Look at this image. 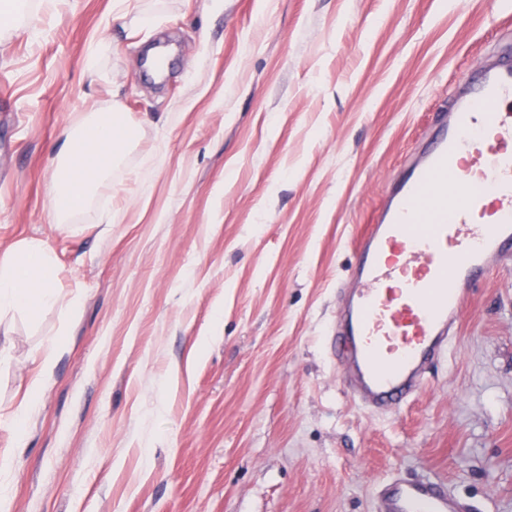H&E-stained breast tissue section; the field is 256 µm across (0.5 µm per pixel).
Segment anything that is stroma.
Wrapping results in <instances>:
<instances>
[{
  "label": "stroma",
  "mask_w": 512,
  "mask_h": 512,
  "mask_svg": "<svg viewBox=\"0 0 512 512\" xmlns=\"http://www.w3.org/2000/svg\"><path fill=\"white\" fill-rule=\"evenodd\" d=\"M23 4L0 35V256L46 241L63 302L0 315L13 512H375L386 478L425 473L512 512V252L395 410L355 402L333 347L363 226L512 15L130 0L154 16L135 29L118 0ZM115 103L138 138L60 230L63 133Z\"/></svg>",
  "instance_id": "stroma-1"
}]
</instances>
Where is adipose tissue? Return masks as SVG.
Masks as SVG:
<instances>
[{
    "instance_id": "adipose-tissue-1",
    "label": "adipose tissue",
    "mask_w": 512,
    "mask_h": 512,
    "mask_svg": "<svg viewBox=\"0 0 512 512\" xmlns=\"http://www.w3.org/2000/svg\"><path fill=\"white\" fill-rule=\"evenodd\" d=\"M138 132L137 124L112 108L89 113L66 133L50 181V223H65L86 205ZM54 269L53 253L44 241L26 240L12 248L0 260V311L60 304Z\"/></svg>"
}]
</instances>
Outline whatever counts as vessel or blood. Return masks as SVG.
<instances>
[{"label":"vessel or blood","mask_w":512,"mask_h":512,"mask_svg":"<svg viewBox=\"0 0 512 512\" xmlns=\"http://www.w3.org/2000/svg\"><path fill=\"white\" fill-rule=\"evenodd\" d=\"M512 53L480 67L394 182L344 288L336 359L358 403L389 410L446 353L467 288L512 251ZM484 159L472 172L471 155ZM489 223H482V216ZM435 478L389 479L378 512H465Z\"/></svg>","instance_id":"vessel-or-blood-1"}]
</instances>
